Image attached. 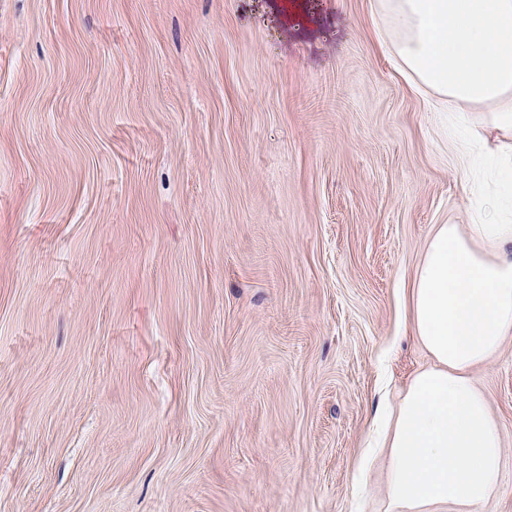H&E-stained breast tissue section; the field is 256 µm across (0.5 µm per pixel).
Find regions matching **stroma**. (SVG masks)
Returning <instances> with one entry per match:
<instances>
[{
    "mask_svg": "<svg viewBox=\"0 0 512 512\" xmlns=\"http://www.w3.org/2000/svg\"><path fill=\"white\" fill-rule=\"evenodd\" d=\"M373 0H0V512L357 506L471 221ZM474 376L504 439L512 342Z\"/></svg>",
    "mask_w": 512,
    "mask_h": 512,
    "instance_id": "1",
    "label": "stroma"
}]
</instances>
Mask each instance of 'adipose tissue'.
<instances>
[{"mask_svg":"<svg viewBox=\"0 0 512 512\" xmlns=\"http://www.w3.org/2000/svg\"><path fill=\"white\" fill-rule=\"evenodd\" d=\"M373 26L399 73L465 136L494 133L490 184L468 229L436 225L411 282L413 332L432 358L376 427L385 512H483L501 491L502 438L471 372L512 339V0H374Z\"/></svg>","mask_w":512,"mask_h":512,"instance_id":"1","label":"adipose tissue"}]
</instances>
